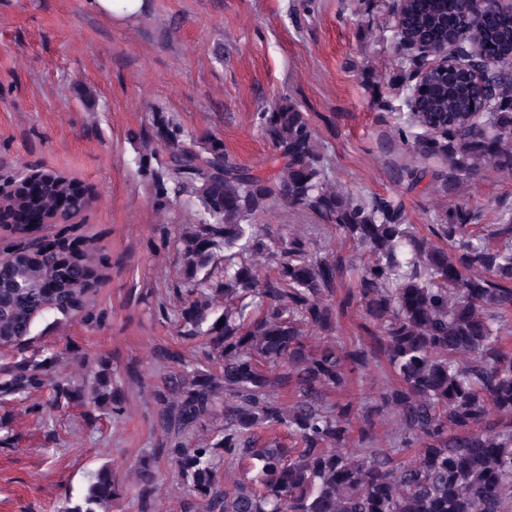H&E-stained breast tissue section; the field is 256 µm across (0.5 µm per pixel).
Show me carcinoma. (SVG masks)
I'll use <instances>...</instances> for the list:
<instances>
[{
    "instance_id": "1",
    "label": "carcinoma",
    "mask_w": 512,
    "mask_h": 512,
    "mask_svg": "<svg viewBox=\"0 0 512 512\" xmlns=\"http://www.w3.org/2000/svg\"><path fill=\"white\" fill-rule=\"evenodd\" d=\"M488 55L512 52V15L475 13L473 0H406L392 14L395 43L457 38ZM393 83L408 111L396 114L397 136L410 150L398 164L412 190L426 178L454 195L489 168L512 175V72L494 78L488 96L461 71L434 72L408 85L417 61L397 54ZM261 133L280 165L262 178L239 163L224 141L201 139L160 112L139 133L140 173L161 200L196 198L203 219L174 232L159 249L175 250L184 274L171 285L177 335L197 341L191 360L168 350L181 370L154 392L166 440L139 459L137 512H156V456L184 482L181 512H512V351L504 347L512 313V205L475 227L461 202L436 216L437 245L406 220L402 204L334 189L305 113L282 105L259 113ZM41 192L21 184L0 195V215L40 213L55 222L77 217L85 198L60 172L45 171ZM279 204L320 220L362 250L356 261L316 247L309 235H274L258 223ZM70 228L47 255L36 243L12 245L0 281L12 286L0 319V349L22 344L47 314L95 322L85 275L104 277L92 248H71ZM264 259L259 265L257 259ZM50 279L56 287L45 288ZM362 310L371 343H333L313 352L311 332H336L349 307ZM383 357L395 376L375 402L332 404L326 393ZM48 361L22 362L0 383V396L21 398L44 385ZM116 379L102 362L90 403H112ZM84 397L69 383L54 400ZM205 445L193 435L215 419ZM395 425V448L375 445L376 419ZM282 430L288 445L260 441L255 429ZM418 448L412 456L407 448ZM109 467L92 477L81 503L66 512H99L121 496Z\"/></svg>"
}]
</instances>
